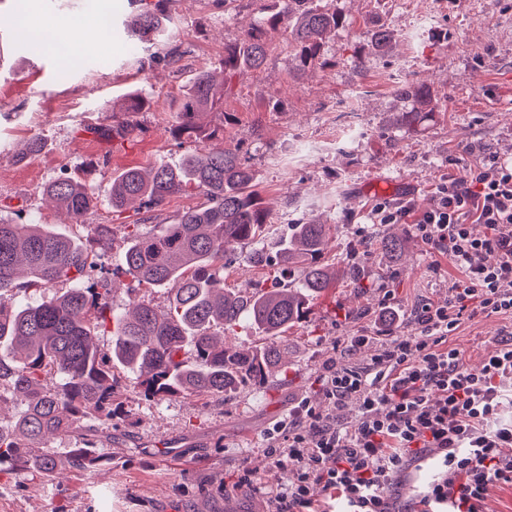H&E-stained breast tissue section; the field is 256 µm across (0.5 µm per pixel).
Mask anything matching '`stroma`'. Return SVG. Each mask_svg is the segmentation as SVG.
Wrapping results in <instances>:
<instances>
[{
    "instance_id": "obj_1",
    "label": "stroma",
    "mask_w": 512,
    "mask_h": 512,
    "mask_svg": "<svg viewBox=\"0 0 512 512\" xmlns=\"http://www.w3.org/2000/svg\"><path fill=\"white\" fill-rule=\"evenodd\" d=\"M346 18L325 48L324 66L298 73L282 32L261 72L241 78L224 109L234 124L227 144L239 147L254 170L270 209L268 236L277 242L291 224H336L332 256L362 262L363 287L339 281L313 305L306 321L288 331V365L263 384L228 398L144 400L134 387L122 391L123 414L98 422L100 449L111 467L45 482L0 473V512H259V488L285 483L286 471L264 457L266 430L307 397L323 406L317 377L329 361L360 368L380 345L348 351L346 341L376 335L383 303L398 313L395 332L414 335L419 304L443 301L457 269L432 253L408 224H375L383 201L414 199L431 205V187L442 176L463 177L487 153L512 155V119L496 109L512 98V0H335ZM265 0H172L171 40L143 48L128 31L131 0H0V215L93 239L88 228L42 195L45 184L69 171L95 191L92 224L111 225L105 265H121L123 225L172 224L202 195L177 193L149 212L129 205L113 211L110 187L125 169L157 161L176 163L205 150L193 140L175 144L168 129L189 78L218 68L225 43L260 16ZM108 16L109 27L98 19ZM50 24L58 43L39 47L20 39L18 20ZM396 46L373 47L378 26ZM364 67H357V59ZM428 86L429 116L415 129L397 122L408 102L397 89ZM138 94L145 111L113 105ZM140 127L133 138L115 136V123ZM42 138L40 154L15 155ZM392 233L405 241L401 257L365 254L368 238ZM499 315L464 320L450 344L463 363L478 368L484 350L504 328ZM248 464L257 488L235 487Z\"/></svg>"
}]
</instances>
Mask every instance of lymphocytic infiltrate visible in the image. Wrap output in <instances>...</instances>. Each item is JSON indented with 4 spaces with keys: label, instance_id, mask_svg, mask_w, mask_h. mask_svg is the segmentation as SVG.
I'll return each instance as SVG.
<instances>
[{
    "label": "lymphocytic infiltrate",
    "instance_id": "lymphocytic-infiltrate-1",
    "mask_svg": "<svg viewBox=\"0 0 512 512\" xmlns=\"http://www.w3.org/2000/svg\"><path fill=\"white\" fill-rule=\"evenodd\" d=\"M373 218L411 222L459 275L446 301L415 309L417 335L386 331L363 368L328 363L317 379L324 407L300 399L268 430L264 453L291 479L263 491L264 512H486L490 487L512 486V329L475 371L448 338L466 317L512 318V158L490 154L467 178L439 181L424 211L381 202ZM350 403L360 409L352 424L339 416ZM427 462L434 475L402 500L399 487Z\"/></svg>",
    "mask_w": 512,
    "mask_h": 512
}]
</instances>
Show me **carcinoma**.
Returning <instances> with one entry per match:
<instances>
[{
    "instance_id": "1",
    "label": "carcinoma",
    "mask_w": 512,
    "mask_h": 512,
    "mask_svg": "<svg viewBox=\"0 0 512 512\" xmlns=\"http://www.w3.org/2000/svg\"><path fill=\"white\" fill-rule=\"evenodd\" d=\"M144 8L130 20L140 43L155 45L167 32V0H141ZM272 5L240 38L224 44L218 82L208 69L195 73L183 91L174 140L224 141V96L237 77L262 69L268 57L267 30L283 28L300 71L314 68L330 35L345 24L333 0H271ZM400 95L428 103L429 88L411 83ZM197 191L199 206L174 224H155L148 232L126 224L123 269L139 287L169 290L160 309L144 300L125 313L110 309L112 273L105 254L112 225L90 224L93 190L64 173L42 194L65 209L76 224L91 226L98 249L40 224L0 218V382L5 381L24 409L7 431L0 428V467L24 477H59L68 470L91 471L112 463L96 448L98 418L112 417L120 405L125 374L145 399L208 397L264 382L287 364L282 338L307 318L310 308L338 279H354L357 270L325 263L336 224L314 221L288 225L275 262L264 253L269 210L257 189L255 173L240 150L215 147L186 154L177 167L155 163L147 172L128 168L112 181V209L130 202L151 211L176 193ZM252 247V262L276 267L273 273L236 292L224 287L227 259ZM368 251L399 256L402 240L384 236L366 243ZM85 286L54 293L36 304L17 305L6 292L58 283ZM249 328L262 342L241 352L217 340ZM112 336V353L97 349L94 337ZM71 438L76 446L64 459L45 439Z\"/></svg>"
}]
</instances>
